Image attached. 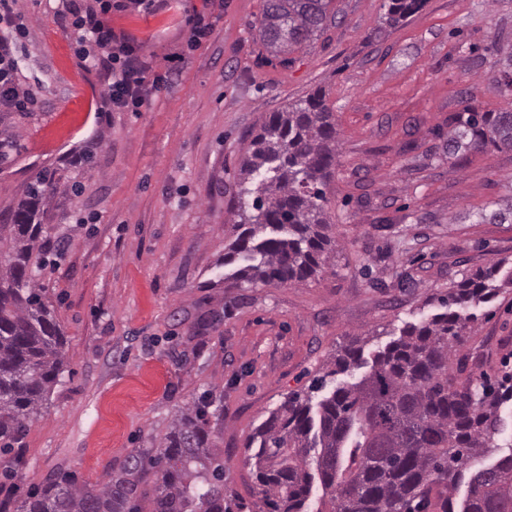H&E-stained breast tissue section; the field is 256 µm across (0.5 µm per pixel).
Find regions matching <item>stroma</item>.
Returning <instances> with one entry per match:
<instances>
[{"instance_id": "1", "label": "stroma", "mask_w": 512, "mask_h": 512, "mask_svg": "<svg viewBox=\"0 0 512 512\" xmlns=\"http://www.w3.org/2000/svg\"><path fill=\"white\" fill-rule=\"evenodd\" d=\"M90 2L15 0L18 77L38 103L0 112L14 138L0 224L53 172L39 281L66 346L61 383L0 453V512L62 474L103 487L206 394L222 410L234 512H268L245 445L269 413L352 337L368 358L442 313L449 274L512 267V223L472 220L512 204V150H443L464 107L512 110L495 80L499 52H512V0H426L384 33L389 0H334L336 24L286 66L258 37L262 0H224L195 50L185 16L203 0L116 10L114 29L171 74L140 112L105 111L104 80L80 58L73 9ZM316 89L338 132L325 206L336 249L307 283L229 287L250 134ZM471 312L455 355L497 379L512 363V287Z\"/></svg>"}]
</instances>
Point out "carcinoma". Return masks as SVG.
<instances>
[{"label": "carcinoma", "mask_w": 512, "mask_h": 512, "mask_svg": "<svg viewBox=\"0 0 512 512\" xmlns=\"http://www.w3.org/2000/svg\"><path fill=\"white\" fill-rule=\"evenodd\" d=\"M333 0H263L258 35L278 57L295 50L336 18ZM426 0H389L385 23L412 16ZM498 84L512 90V55L497 61ZM512 149V112H475L456 118L448 154L488 146ZM337 130L324 94L316 90L271 112L250 140L239 170L236 238L224 264L241 262L233 286L304 283L321 272L334 240L324 208L336 167ZM271 176L245 187L254 172ZM48 175L40 176L0 224V451H9L49 399L64 372L66 339L43 288L32 276L42 246L41 217ZM501 264L450 280L442 303L449 310L419 324L377 351L359 381L293 392L256 429L247 462L270 512H308L314 483L330 498L318 512H426L433 498L441 512H512V450L494 463L500 407L512 400V375L501 383L462 378L450 353L464 335L467 308L492 297ZM327 375L363 364L357 341L336 352ZM208 405L175 415L157 452L129 457L101 488L55 478L29 491L19 512H232L224 489V451L207 419ZM158 472L152 492L139 491L138 474ZM470 471L467 493L455 506L453 491Z\"/></svg>", "instance_id": "carcinoma-1"}]
</instances>
